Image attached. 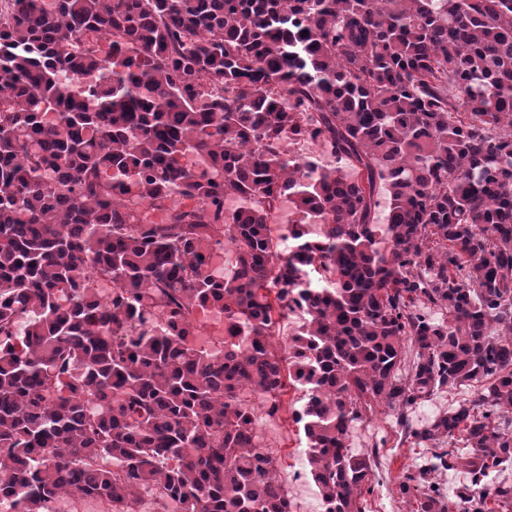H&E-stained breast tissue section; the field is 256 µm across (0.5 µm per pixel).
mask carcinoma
<instances>
[{
  "mask_svg": "<svg viewBox=\"0 0 512 512\" xmlns=\"http://www.w3.org/2000/svg\"><path fill=\"white\" fill-rule=\"evenodd\" d=\"M3 2L0 500L289 512L254 426L293 381L324 512H364L374 461L345 441L380 403L436 448L398 484L412 512H449L427 475L457 468L474 512H512L486 482L512 465V0ZM478 384L463 385L446 389L439 392L429 400L417 401L409 411V419L413 427L423 428L429 426L435 418L451 412L463 404L466 400L472 399Z\"/></svg>",
  "mask_w": 512,
  "mask_h": 512,
  "instance_id": "1",
  "label": "carcinoma"
}]
</instances>
